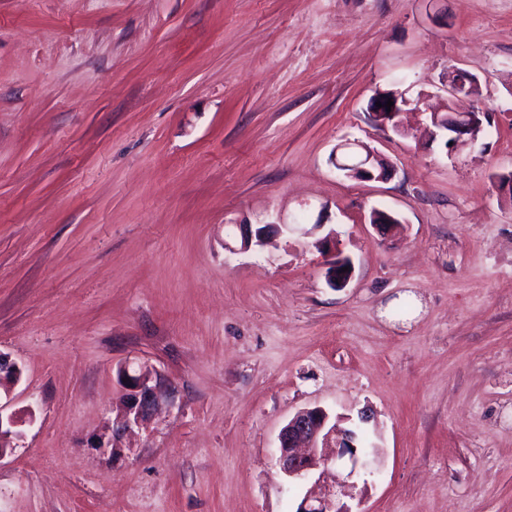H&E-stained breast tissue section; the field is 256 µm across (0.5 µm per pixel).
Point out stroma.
Wrapping results in <instances>:
<instances>
[{
    "label": "stroma",
    "mask_w": 512,
    "mask_h": 512,
    "mask_svg": "<svg viewBox=\"0 0 512 512\" xmlns=\"http://www.w3.org/2000/svg\"><path fill=\"white\" fill-rule=\"evenodd\" d=\"M390 90L421 106L401 134L367 112ZM429 107L483 139L428 142ZM354 141L394 176L345 177ZM510 171L512 0H0V351L34 412L0 512H296L349 471L280 472L314 406L373 414L353 512H512ZM126 364L166 395L118 434ZM444 88L449 97L477 96L480 91V86L475 77L456 71L448 75ZM370 218V224L384 237L395 235L402 227L397 217L383 210L373 209ZM324 243L328 244L325 253L330 257L327 260L326 270V281L331 288H346L353 276L354 266L352 261L345 263L341 257L338 259L342 260L340 263H336V231H330L327 236L324 237ZM344 264V267H341ZM348 267V271L343 272V268Z\"/></svg>",
    "instance_id": "1"
}]
</instances>
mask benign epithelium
Returning a JSON list of instances; mask_svg holds the SVG:
<instances>
[{
  "label": "benign epithelium",
  "instance_id": "1",
  "mask_svg": "<svg viewBox=\"0 0 512 512\" xmlns=\"http://www.w3.org/2000/svg\"><path fill=\"white\" fill-rule=\"evenodd\" d=\"M480 86L475 77L462 72L448 75L445 92L450 97L477 96ZM393 106L387 108V98L375 95L370 98L368 112L377 125L391 129L396 133L402 132L401 115L405 112L407 100L397 94L392 98ZM383 104L379 108L376 103ZM486 113L454 112L430 113L433 127L432 141H437L439 135H444L446 143H451L462 136L477 141L484 132L483 119ZM363 153L350 162H338L336 168L344 175L355 179L387 181L395 173L390 162L377 152L365 145H360ZM372 226L382 236H391L400 229V221L394 215L379 209L370 214ZM241 231V250L249 251L263 245L267 237L266 230L252 229L249 224L239 225ZM328 244L325 253L327 260L326 281L332 288H345L353 276V263L346 264L348 271H343L341 264L336 262V232L330 231L324 237ZM21 377V369L10 357L0 353V385L4 381L13 384ZM120 382L128 392L129 417L116 431L126 429L132 424H138L148 418L158 406L163 396L161 382L147 367L141 365L132 371L125 366L120 371ZM25 423V418L19 412H6V405L0 403V440L16 435L22 436L18 427ZM380 457L377 447L364 448L360 446L357 432L353 430H337V423L331 421L330 415L322 407H313L296 413L282 428L278 436V465L280 471L287 477L302 480L315 469L318 464H336L343 460L350 462L348 476H353L360 469H369ZM296 512H352L345 504L336 502V493L329 491L321 497H305L301 500Z\"/></svg>",
  "mask_w": 512,
  "mask_h": 512
}]
</instances>
